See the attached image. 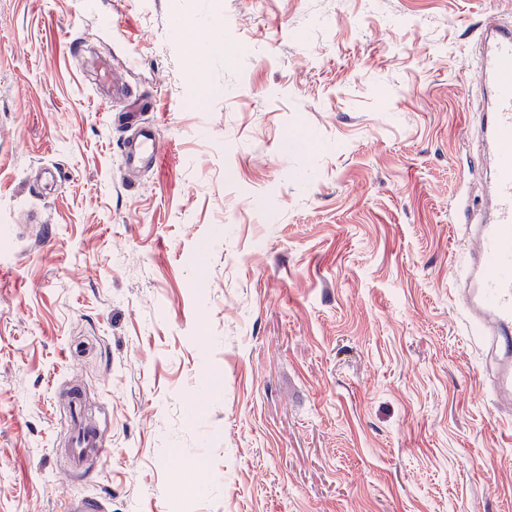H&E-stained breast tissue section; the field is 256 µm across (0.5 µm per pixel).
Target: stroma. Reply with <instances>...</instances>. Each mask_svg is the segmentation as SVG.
I'll return each mask as SVG.
<instances>
[{"instance_id": "1", "label": "stroma", "mask_w": 512, "mask_h": 512, "mask_svg": "<svg viewBox=\"0 0 512 512\" xmlns=\"http://www.w3.org/2000/svg\"><path fill=\"white\" fill-rule=\"evenodd\" d=\"M489 14L512 0H0V512H512L450 221L484 215ZM78 37L135 56L125 93ZM69 385L108 444L75 477ZM124 121L131 134L123 145L124 164L128 169H137L156 160L159 152L157 123L140 122V107L123 112Z\"/></svg>"}]
</instances>
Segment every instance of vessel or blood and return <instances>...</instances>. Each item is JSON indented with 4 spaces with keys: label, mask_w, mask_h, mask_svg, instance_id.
<instances>
[{
    "label": "vessel or blood",
    "mask_w": 512,
    "mask_h": 512,
    "mask_svg": "<svg viewBox=\"0 0 512 512\" xmlns=\"http://www.w3.org/2000/svg\"><path fill=\"white\" fill-rule=\"evenodd\" d=\"M483 51L476 62L477 80L488 93L483 113V139L491 151L493 177L488 192V221L471 230L473 247L466 259L464 286L457 301L494 370L493 390L512 400V26L495 21L482 32ZM131 134L123 145L127 168L137 169L156 160L159 137L156 124H144L138 110L124 114ZM67 423L71 435L64 449L70 472L84 469L88 460L107 452L101 431L84 422L81 401L72 404Z\"/></svg>",
    "instance_id": "obj_1"
}]
</instances>
